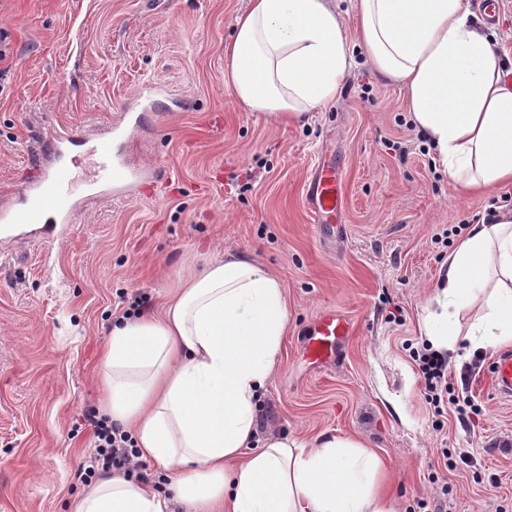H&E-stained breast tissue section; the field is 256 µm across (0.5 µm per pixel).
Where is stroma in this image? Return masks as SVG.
Segmentation results:
<instances>
[{
	"mask_svg": "<svg viewBox=\"0 0 512 512\" xmlns=\"http://www.w3.org/2000/svg\"><path fill=\"white\" fill-rule=\"evenodd\" d=\"M248 0H0V205L56 163L55 136L94 138L140 111L145 84L163 87L153 113L114 150L147 171L127 196L82 195L52 236L0 239V512H68L85 491L92 447L74 430L103 410L99 358L114 321L145 296L160 310L204 262L240 253L280 276L288 307L260 436L309 442L324 432L379 454L393 512H512V402L492 395L488 365L462 330L448 348L455 398L435 413L410 350L425 339L441 265L473 220L512 209V185H451L411 138L405 88L355 45L334 102L280 126L233 99L224 43ZM333 150L342 171L335 229L315 223L306 177ZM328 310L351 332L335 361L306 355ZM481 354L479 368L465 365ZM469 463H462V456Z\"/></svg>",
	"mask_w": 512,
	"mask_h": 512,
	"instance_id": "1",
	"label": "stroma"
}]
</instances>
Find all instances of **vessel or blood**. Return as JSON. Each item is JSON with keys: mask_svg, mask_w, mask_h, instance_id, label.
<instances>
[{"mask_svg": "<svg viewBox=\"0 0 512 512\" xmlns=\"http://www.w3.org/2000/svg\"><path fill=\"white\" fill-rule=\"evenodd\" d=\"M93 154L98 159L99 181L116 188L128 187L137 181V171L127 161L116 158L111 133L96 139ZM84 190L76 180L71 167L60 163L46 170L24 190L22 207H0L1 224L57 225L69 223L75 199ZM341 195V182L335 165L319 166L312 176L306 198L309 210L318 219L335 218ZM349 334L347 322L335 313L321 315L315 322L306 349L317 362L334 357L345 336ZM491 380L496 397L512 399V352L496 357L491 363Z\"/></svg>", "mask_w": 512, "mask_h": 512, "instance_id": "obj_1", "label": "vessel or blood"}]
</instances>
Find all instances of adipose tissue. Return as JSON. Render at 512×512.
I'll list each match as a JSON object with an SVG mask.
<instances>
[{
    "instance_id": "ef3b65f1",
    "label": "adipose tissue",
    "mask_w": 512,
    "mask_h": 512,
    "mask_svg": "<svg viewBox=\"0 0 512 512\" xmlns=\"http://www.w3.org/2000/svg\"><path fill=\"white\" fill-rule=\"evenodd\" d=\"M373 69L401 82L414 124L449 182H512V81L463 0H355ZM237 104L281 125L331 103L352 66L338 0H249L224 44ZM472 341L512 342V210L472 225L434 300L433 343L479 292ZM288 327L281 279L231 252L183 281L162 312L113 323L101 363L105 412L133 430L143 458L176 475L173 498L103 476L69 512H390L383 462L359 440H257L262 391Z\"/></svg>"
}]
</instances>
